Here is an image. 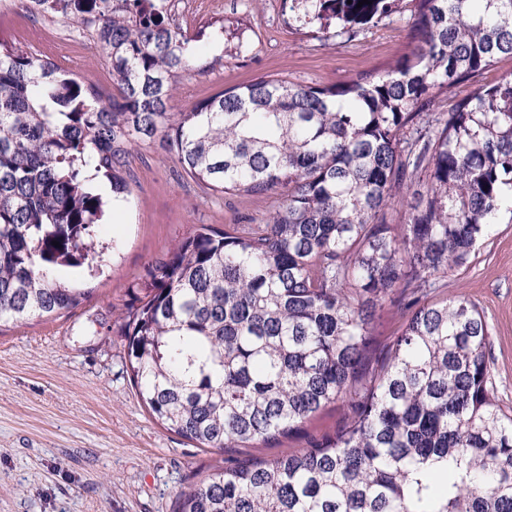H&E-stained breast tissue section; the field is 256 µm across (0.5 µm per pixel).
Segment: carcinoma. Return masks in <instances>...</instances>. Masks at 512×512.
Masks as SVG:
<instances>
[{"mask_svg":"<svg viewBox=\"0 0 512 512\" xmlns=\"http://www.w3.org/2000/svg\"><path fill=\"white\" fill-rule=\"evenodd\" d=\"M31 2L88 35L114 92L0 44V321L80 304L58 272L104 265L91 181L119 206L131 150L157 140L200 187L277 201L257 224L199 225L134 286L120 335L153 418L206 448H278L326 405L352 410L302 452L209 474L175 512H512L488 323L432 297L512 224V73L456 94L512 57V0H291L327 40L410 2L416 46L341 85L259 77L183 112L205 30L172 24L167 0ZM396 294L408 316L377 355L371 327Z\"/></svg>","mask_w":512,"mask_h":512,"instance_id":"cac0c4a2","label":"carcinoma"}]
</instances>
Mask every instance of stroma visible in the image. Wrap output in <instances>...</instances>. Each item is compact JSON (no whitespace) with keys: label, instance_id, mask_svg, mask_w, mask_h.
I'll return each mask as SVG.
<instances>
[{"label":"stroma","instance_id":"obj_1","mask_svg":"<svg viewBox=\"0 0 512 512\" xmlns=\"http://www.w3.org/2000/svg\"><path fill=\"white\" fill-rule=\"evenodd\" d=\"M191 0L183 26L196 32L224 23V48L203 46L179 78L174 111L260 76L312 85L347 82L381 71L414 47L409 12L355 36L324 40L298 26L291 0ZM58 21L30 24L23 13L0 15V43L41 52L79 79L111 93L112 76L87 39L63 37ZM130 194L96 227L120 254L98 277L70 269L83 288L81 305L61 315L0 325V512H174L178 494L234 458H271L308 448L351 415L337 402L321 409L280 449L242 448L227 454L166 431L150 415L131 379L120 316L129 288L147 267L196 226L260 222L274 198L249 199L200 191L159 143L128 157ZM441 296L474 303L490 329L487 360L503 408H512V224L476 253L471 267L452 272Z\"/></svg>","mask_w":512,"mask_h":512}]
</instances>
